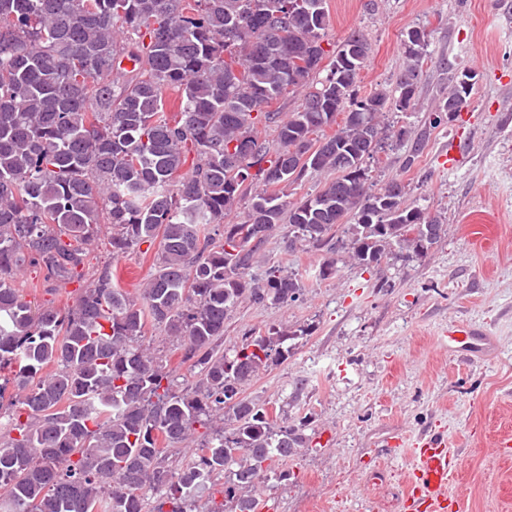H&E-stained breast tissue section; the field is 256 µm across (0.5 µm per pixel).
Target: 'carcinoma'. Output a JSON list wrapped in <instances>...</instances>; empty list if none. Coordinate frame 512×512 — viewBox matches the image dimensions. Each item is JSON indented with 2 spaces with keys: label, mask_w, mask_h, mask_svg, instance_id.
<instances>
[{
  "label": "carcinoma",
  "mask_w": 512,
  "mask_h": 512,
  "mask_svg": "<svg viewBox=\"0 0 512 512\" xmlns=\"http://www.w3.org/2000/svg\"><path fill=\"white\" fill-rule=\"evenodd\" d=\"M329 24L327 0H0V512H192L219 476L224 504L211 512H259L272 462L304 447V424L279 425L244 396L296 333L217 345L240 303L302 295L282 269L252 276L257 255L284 226L292 248L327 247L328 279V242L347 217L345 250L362 270L424 255L445 234L406 203L404 183L372 192L367 166L382 114L413 105L429 40L407 32L395 87L360 97L369 44L353 33L326 50ZM475 73H451L429 128L467 104ZM293 93L302 103L284 116ZM271 125L274 149L261 132ZM299 143L314 152L290 168ZM312 172L333 178L287 200ZM246 196L247 216L230 220ZM103 224L114 258L157 247L137 296L110 263L82 285ZM248 224L263 236L243 235ZM30 264L51 286L81 283L75 306L27 301L16 276ZM150 323L180 341L198 389L176 390L168 363L141 345ZM184 443L193 460L170 466L167 447Z\"/></svg>",
  "instance_id": "1"
}]
</instances>
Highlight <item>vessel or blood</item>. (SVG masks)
<instances>
[{"mask_svg":"<svg viewBox=\"0 0 512 512\" xmlns=\"http://www.w3.org/2000/svg\"><path fill=\"white\" fill-rule=\"evenodd\" d=\"M449 351H466L487 357L496 351L493 337L467 327L448 338ZM414 464L402 494L403 512H459L456 498L448 493V482L458 467V458L447 447L444 436L420 440L413 450Z\"/></svg>","mask_w":512,"mask_h":512,"instance_id":"vessel-or-blood-1","label":"vessel or blood"}]
</instances>
